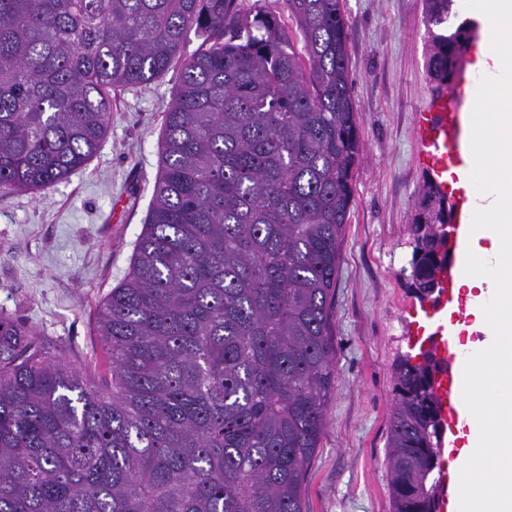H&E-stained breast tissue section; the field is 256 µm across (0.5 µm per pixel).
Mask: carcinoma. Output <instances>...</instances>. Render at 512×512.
Masks as SVG:
<instances>
[{"mask_svg":"<svg viewBox=\"0 0 512 512\" xmlns=\"http://www.w3.org/2000/svg\"><path fill=\"white\" fill-rule=\"evenodd\" d=\"M0 0V192H41L106 138L112 90L202 39L165 112L129 271L98 305L97 385L0 314V512H306L336 385L333 299L361 150L342 0ZM454 0H424L448 22ZM473 37L435 33L434 89ZM448 197L423 180L415 280ZM393 366L392 512H435L432 356Z\"/></svg>","mask_w":512,"mask_h":512,"instance_id":"cac0c4a2","label":"carcinoma"}]
</instances>
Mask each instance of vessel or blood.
<instances>
[{
	"instance_id": "obj_1",
	"label": "vessel or blood",
	"mask_w": 512,
	"mask_h": 512,
	"mask_svg": "<svg viewBox=\"0 0 512 512\" xmlns=\"http://www.w3.org/2000/svg\"><path fill=\"white\" fill-rule=\"evenodd\" d=\"M470 105L463 98L453 99L447 96H433L428 115L422 118L421 139L427 155L438 163L436 183L440 190L448 188V165H464L467 158L468 122ZM454 220V261L444 276L446 287H453L454 278L464 269L467 251V237L472 214L473 199L468 189H459L456 196ZM432 343L437 354L455 365H463L466 357L460 354L448 338V329L444 323L434 324L431 328ZM461 384L458 375L443 374L435 383V393L443 404L444 416L450 426H457L462 416Z\"/></svg>"
}]
</instances>
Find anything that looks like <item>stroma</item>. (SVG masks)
I'll list each match as a JSON object with an SVG mask.
<instances>
[{
  "label": "stroma",
  "instance_id": "1",
  "mask_svg": "<svg viewBox=\"0 0 512 512\" xmlns=\"http://www.w3.org/2000/svg\"><path fill=\"white\" fill-rule=\"evenodd\" d=\"M363 155L336 282V389L311 461L307 512H391L387 462L393 363L418 353L428 319L405 288L411 225L433 162L422 0H344ZM112 93L110 128L86 166L52 190L0 193V312L22 320L94 381L108 377L96 331L102 299L128 272L159 173L164 113L182 64Z\"/></svg>",
  "mask_w": 512,
  "mask_h": 512
}]
</instances>
